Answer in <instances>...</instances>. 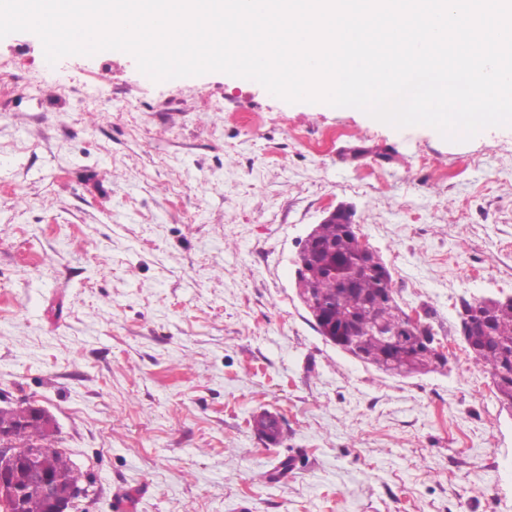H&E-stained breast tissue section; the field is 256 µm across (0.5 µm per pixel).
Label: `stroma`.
Returning <instances> with one entry per match:
<instances>
[{
	"label": "stroma",
	"mask_w": 512,
	"mask_h": 512,
	"mask_svg": "<svg viewBox=\"0 0 512 512\" xmlns=\"http://www.w3.org/2000/svg\"><path fill=\"white\" fill-rule=\"evenodd\" d=\"M40 46L0 39V407L52 417L69 512H512V412L457 332L461 298L512 294V125L448 141ZM341 203L446 369L317 332L293 260Z\"/></svg>",
	"instance_id": "obj_1"
}]
</instances>
